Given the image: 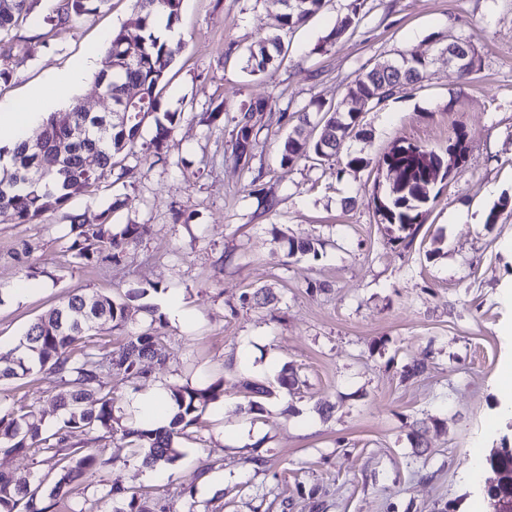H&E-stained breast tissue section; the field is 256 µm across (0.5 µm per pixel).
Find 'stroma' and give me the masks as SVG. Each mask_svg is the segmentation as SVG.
<instances>
[{
    "instance_id": "stroma-1",
    "label": "stroma",
    "mask_w": 512,
    "mask_h": 512,
    "mask_svg": "<svg viewBox=\"0 0 512 512\" xmlns=\"http://www.w3.org/2000/svg\"><path fill=\"white\" fill-rule=\"evenodd\" d=\"M349 0L281 33L279 0H183L175 22L182 49L160 93L161 112L178 115L161 155L124 150L111 173L38 224L0 212V286L18 282L27 263L42 271L24 296L0 303V345L73 291L105 292L126 302L133 330L163 322L166 358L135 383L113 374L114 413L137 417L136 394L223 379L163 471L115 458L118 435L73 432L71 445L101 449L112 466L77 485L57 512H107L116 484L145 498L152 512H184L196 499L208 512H485L470 456L512 447V417L496 389L506 352L502 327L512 307V211L486 216L512 200V0H366L356 26L326 51L315 45L335 28ZM62 0H37L32 15L0 37V102L24 97L75 59L105 55L113 30L136 16L135 0H109L99 13L48 31ZM281 34L284 58L270 75L244 72L247 48ZM475 46L481 66L463 79L447 64L448 40ZM402 49L430 53L427 80L365 108V138L346 153L379 158L407 140L445 151L454 130L466 158L437 182L416 234L400 238L382 223L376 167L350 169L344 155L296 164L281 160L294 113L317 103L345 104L346 86ZM273 100L258 117L246 162L231 155L234 119L244 101ZM224 114L207 115L215 106ZM111 210V229L148 232L119 260L77 263L71 222L96 224ZM319 240L317 256L287 255V238ZM272 289L276 302L246 298ZM177 297L181 323L167 308ZM427 360L420 378L404 367ZM295 394L280 389L284 367ZM273 387L249 412L244 385ZM45 374L0 383V412L35 411L48 429L61 412ZM243 425L247 437H225ZM422 450H415L414 438ZM262 456L255 466L253 456Z\"/></svg>"
}]
</instances>
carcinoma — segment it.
I'll return each mask as SVG.
<instances>
[{
  "instance_id": "cac0c4a2",
  "label": "carcinoma",
  "mask_w": 512,
  "mask_h": 512,
  "mask_svg": "<svg viewBox=\"0 0 512 512\" xmlns=\"http://www.w3.org/2000/svg\"><path fill=\"white\" fill-rule=\"evenodd\" d=\"M107 0H66L65 8L42 23L53 28L71 24L95 15ZM365 0H350L341 24L318 43L316 53L340 40L358 20ZM182 0H136L138 17L134 29L122 27L112 32L109 49L101 61L97 82L112 92V107L121 113L118 120L111 115L83 112L75 104L52 114L38 132L44 137V152L27 149L28 140L14 144L10 150L13 166L0 171V210L12 212L18 224H38L47 209V200L54 199L62 207L68 201L88 192L105 174L112 172L113 158L126 148H132L141 137L147 118L160 107L159 90L168 82L169 67L181 50L155 35V17L164 15L167 22L178 19ZM280 29L292 31L304 25L321 10L324 0H282ZM32 9V0H0V34L14 28ZM281 37L269 36L248 48L247 67L252 74H264L280 66ZM409 62L398 59L379 63L359 72L347 86V94L378 104L393 89L414 86L426 78L429 58L424 53L407 51ZM272 108V99L258 98L241 106L235 117L233 154L241 160L255 139V115ZM319 136H302L309 113L298 115V124L283 145L282 161L294 163L311 156L336 155V144L364 135L360 120L348 112L319 106ZM176 114H166V122H157L146 149L160 153L171 137ZM96 151L98 164L87 168L83 157ZM466 155L465 135L455 133L448 140V151L438 153L425 145L404 141L394 145L378 160L347 155L346 167L351 169L375 165L394 170L388 191L378 198V212L385 224H395L411 237L424 222L429 211V191L426 183L430 165L435 159L448 163L449 151ZM74 257L89 262L95 253L108 251L107 258L120 259L124 248L145 232L143 224H127L112 233L108 220L99 224H73ZM110 322L125 328L133 322L126 303L100 293H80L66 296L59 305L31 322L18 342L0 346V380L20 379L33 372L53 375L58 391L54 400L64 414L69 429L101 427L120 434V440L132 449V456L151 470L174 464L181 452L178 440L185 429L200 420L207 406L216 400L224 382L218 379L206 387L171 385L169 398L175 412L164 424L125 425L113 414L112 390L104 378L117 368L129 380L146 374L147 360L165 358L159 342L156 320L138 332L128 334L117 350L103 352L86 344L91 335L90 320ZM0 450L28 457L34 453L54 461L52 479L35 476L18 479L0 472V512H53L58 502L66 499L75 485L94 477L116 457L102 459L93 450L70 448L60 431L46 429L42 420L31 411L0 414ZM104 498L111 502L110 512H152L139 498L119 486H110Z\"/></svg>"
}]
</instances>
